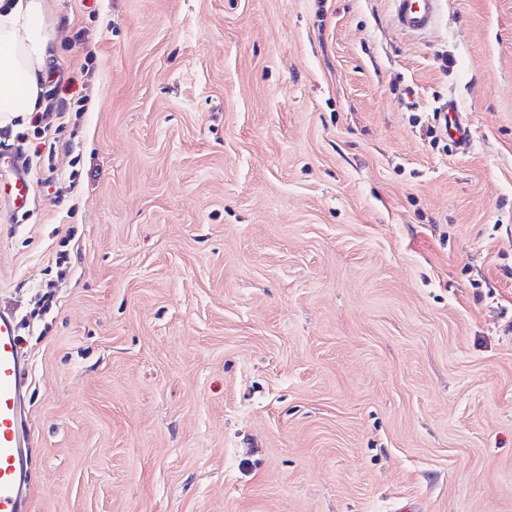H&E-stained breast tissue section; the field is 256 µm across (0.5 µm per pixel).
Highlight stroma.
I'll use <instances>...</instances> for the list:
<instances>
[{
    "instance_id": "1",
    "label": "stroma",
    "mask_w": 512,
    "mask_h": 512,
    "mask_svg": "<svg viewBox=\"0 0 512 512\" xmlns=\"http://www.w3.org/2000/svg\"><path fill=\"white\" fill-rule=\"evenodd\" d=\"M50 6L85 107L0 157L31 512H512V0ZM399 24L409 30L420 31L430 26L436 0H394ZM440 115L447 120L445 136L460 150H469L473 144L471 124L465 119L458 102L453 98L439 108ZM10 192V198L16 208L27 205L31 193V184L29 175L24 170H17L14 173V181L10 186Z\"/></svg>"
}]
</instances>
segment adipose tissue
I'll return each mask as SVG.
<instances>
[{"label": "adipose tissue", "instance_id": "1", "mask_svg": "<svg viewBox=\"0 0 512 512\" xmlns=\"http://www.w3.org/2000/svg\"><path fill=\"white\" fill-rule=\"evenodd\" d=\"M48 0H0V128L39 110L54 57Z\"/></svg>", "mask_w": 512, "mask_h": 512}]
</instances>
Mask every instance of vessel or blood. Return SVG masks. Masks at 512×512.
<instances>
[{"label":"vessel or blood","instance_id":"1","mask_svg":"<svg viewBox=\"0 0 512 512\" xmlns=\"http://www.w3.org/2000/svg\"><path fill=\"white\" fill-rule=\"evenodd\" d=\"M399 24L420 31L430 26L436 0H394ZM447 121L445 135L458 149H470L472 127L458 102L448 99L439 109ZM31 184L25 171L14 174L10 197L15 207H25ZM32 366L20 353L12 315L0 310V512H30L31 427L26 394Z\"/></svg>","mask_w":512,"mask_h":512}]
</instances>
